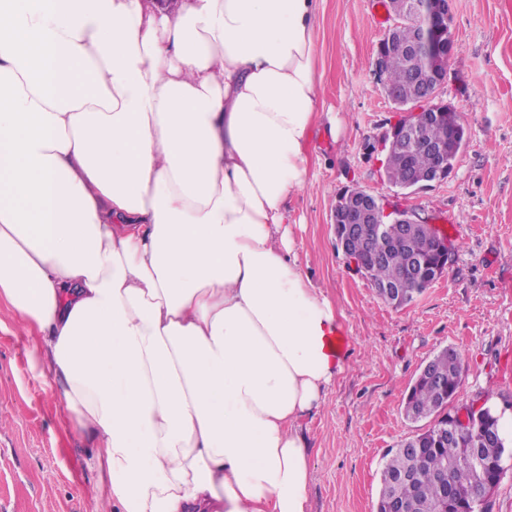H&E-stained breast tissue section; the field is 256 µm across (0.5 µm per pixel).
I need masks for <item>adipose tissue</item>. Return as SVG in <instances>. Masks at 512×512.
<instances>
[{"label":"adipose tissue","instance_id":"1","mask_svg":"<svg viewBox=\"0 0 512 512\" xmlns=\"http://www.w3.org/2000/svg\"><path fill=\"white\" fill-rule=\"evenodd\" d=\"M318 0H0V305L96 512H309L344 369L290 200Z\"/></svg>","mask_w":512,"mask_h":512}]
</instances>
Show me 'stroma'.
I'll use <instances>...</instances> for the list:
<instances>
[{
	"instance_id": "1",
	"label": "stroma",
	"mask_w": 512,
	"mask_h": 512,
	"mask_svg": "<svg viewBox=\"0 0 512 512\" xmlns=\"http://www.w3.org/2000/svg\"><path fill=\"white\" fill-rule=\"evenodd\" d=\"M499 0H453L457 51L442 97L463 115L466 145L448 179L397 195L379 145L398 112L374 72L386 26L375 0H319L315 68L322 111L341 127L315 125L308 182L290 202L296 250L311 282L342 312L347 357L319 410L302 419L311 442L309 512H374L383 456L420 429L402 406L419 368L445 347L465 358L454 407L512 413V17ZM360 187L459 230L446 273L410 305L376 296L337 246L331 215L338 192ZM0 512H93L100 478L86 441L54 413L49 370L30 366L26 342L0 309Z\"/></svg>"
}]
</instances>
